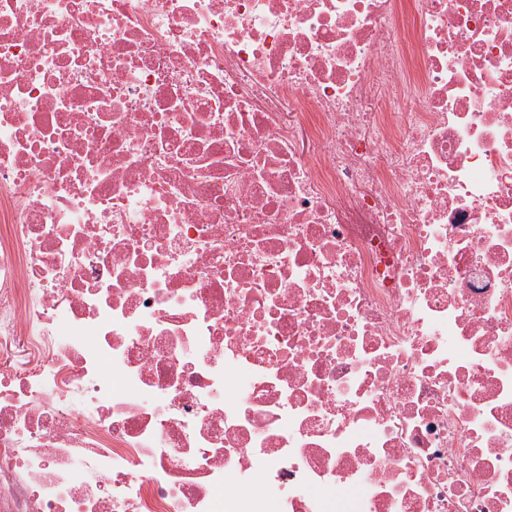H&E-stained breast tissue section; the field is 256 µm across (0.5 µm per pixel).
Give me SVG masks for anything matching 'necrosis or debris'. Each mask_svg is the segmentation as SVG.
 <instances>
[{"instance_id":"1","label":"necrosis or debris","mask_w":512,"mask_h":512,"mask_svg":"<svg viewBox=\"0 0 512 512\" xmlns=\"http://www.w3.org/2000/svg\"><path fill=\"white\" fill-rule=\"evenodd\" d=\"M0 345V512H512V0H0Z\"/></svg>"}]
</instances>
